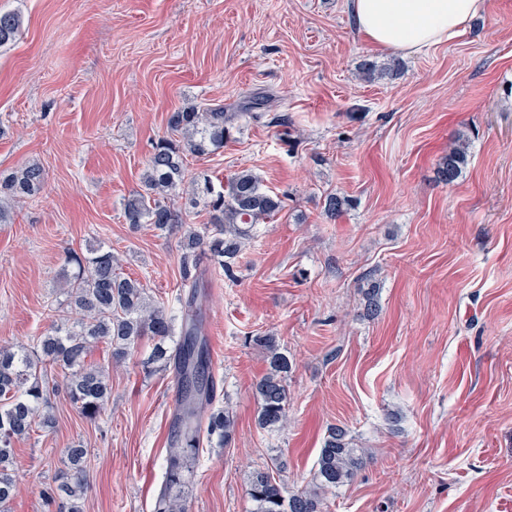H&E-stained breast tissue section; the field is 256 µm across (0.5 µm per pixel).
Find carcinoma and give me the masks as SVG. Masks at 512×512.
<instances>
[{
	"label": "carcinoma",
	"mask_w": 512,
	"mask_h": 512,
	"mask_svg": "<svg viewBox=\"0 0 512 512\" xmlns=\"http://www.w3.org/2000/svg\"><path fill=\"white\" fill-rule=\"evenodd\" d=\"M21 17L0 12V47L19 35ZM260 118L257 112H226L215 105L201 112L195 106L169 114L170 136L153 146L143 176L144 189L127 198V223L149 224L160 232L183 226L181 211L171 203L184 194V158L203 157L224 147V137L233 125ZM469 144L459 140L448 150L439 176L454 183L467 162ZM45 170L30 164L0 177V223L9 219L12 202L37 194L45 183ZM208 197L204 208L208 222L183 233L181 279L189 289L179 299L181 315L152 303L147 289L137 279L121 276L120 261L110 250L98 248L85 255L69 252L71 274L64 280L67 304L75 318L64 319L52 333L40 338L37 349L0 347V512H5L16 491L11 473L15 440L33 432L35 425L52 426L54 416L46 412L51 396L64 391L66 400L83 417L95 420L110 397L108 372L85 364L90 347L105 341L112 347V363L130 356L140 338L151 334L161 344L154 352L157 361L174 366L177 399L172 415V432L164 458L163 482L155 512H187L184 492L194 475V465L202 439L225 443L234 430V420L224 410L213 407L214 378L197 288L200 278L196 250L232 272V259L251 239L252 231L281 208L279 197L264 191L260 178L251 171H240L225 188L205 185ZM178 339L166 347L163 341ZM268 369L254 384L258 400L257 420L263 428L281 429L288 423L286 376L291 369L288 357L279 352L276 339H263ZM64 373L62 385L49 380L48 371ZM86 450L80 445L66 449V465L54 476V484L42 495L51 512H83L82 499L87 484ZM363 465L362 450L353 447L345 429L332 427L324 439L317 462L314 483L309 488L290 489L276 476L281 463L253 472L247 494L251 512H321L322 496L351 481Z\"/></svg>",
	"instance_id": "obj_1"
}]
</instances>
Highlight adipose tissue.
Segmentation results:
<instances>
[{
	"instance_id": "ef3b65f1",
	"label": "adipose tissue",
	"mask_w": 512,
	"mask_h": 512,
	"mask_svg": "<svg viewBox=\"0 0 512 512\" xmlns=\"http://www.w3.org/2000/svg\"><path fill=\"white\" fill-rule=\"evenodd\" d=\"M486 0H349L357 29L377 48L417 55L462 34Z\"/></svg>"
}]
</instances>
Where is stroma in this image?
<instances>
[{"instance_id":"1","label":"stroma","mask_w":512,"mask_h":512,"mask_svg":"<svg viewBox=\"0 0 512 512\" xmlns=\"http://www.w3.org/2000/svg\"><path fill=\"white\" fill-rule=\"evenodd\" d=\"M0 173L37 163L43 191L0 224V344L33 346L66 309L68 250L103 245L172 308L180 236L123 216L170 112L259 103L188 178L249 170L283 201L225 274L200 259L215 403L235 433L203 443L188 512H249L247 476L281 456L310 483L330 427L367 452L325 512H512V0L455 39L403 57L358 32L348 0H0ZM380 76L366 80L364 68ZM469 142L445 184L449 145ZM350 204L336 217L324 199ZM379 288L364 314L362 291ZM292 368L290 423L261 429L251 386L260 337ZM153 337L111 369L102 416L53 401V431L14 444L8 512L41 491L75 443L83 512H154L175 403ZM21 17L13 12H0V47L12 43L19 35Z\"/></svg>"}]
</instances>
